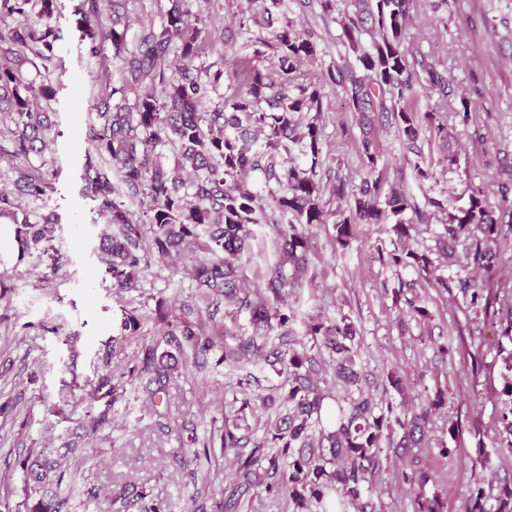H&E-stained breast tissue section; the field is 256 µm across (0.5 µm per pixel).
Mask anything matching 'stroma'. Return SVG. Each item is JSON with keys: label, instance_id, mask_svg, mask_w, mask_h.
Segmentation results:
<instances>
[{"label": "stroma", "instance_id": "1", "mask_svg": "<svg viewBox=\"0 0 512 512\" xmlns=\"http://www.w3.org/2000/svg\"><path fill=\"white\" fill-rule=\"evenodd\" d=\"M82 0H55L49 20L56 29V58L42 70L38 85L51 87V98H37L47 114V145L28 159L14 158L11 135L17 114L0 113V193L13 192L25 175L47 179L38 196L19 200L14 217L0 226V512H29L22 463L29 450L41 452L51 468L63 471L60 485L45 489L48 498L63 500L62 512H109L108 492L132 485L148 499L181 512L188 494L218 498L236 483L233 453L213 448L218 464L182 466L175 450L190 448L195 438L237 418L240 435L261 441L268 424L288 412L284 376L279 366L261 362L237 365L228 360L239 339L255 332L250 310L225 305L203 326L215 336L203 369H181L168 383L158 408H150L137 385L112 409V422L89 433L82 390L76 382L93 378L95 353L111 349L112 374L120 376L142 356L146 339L160 324L155 300L179 310L192 290L188 271L177 262L152 266L141 292L116 295L103 278L95 248L105 222L85 195L84 167L89 146L86 129L99 125L97 103L112 87L122 85L124 62L113 59L108 41L83 40L86 22ZM267 0H191L208 36L195 66L223 71L208 85L207 104H221L240 87L252 65L273 68L275 48L254 57L258 40L269 41L274 25L290 20L311 32L317 55L302 66L294 85L321 89L323 150L317 178L332 187L337 178L360 180L359 118L342 108L328 69L348 47L335 14L324 13L321 0H283L280 10L266 12ZM405 46L412 57L434 63L448 79L447 92L417 88L412 99L421 113H438L448 126V143L422 131L420 142L436 173L419 182L402 166L403 145L396 130L378 135L390 176L416 199L435 197L446 206L464 204L471 188H483L498 203V173L512 166V0H415ZM471 102L470 119L455 111L461 98ZM458 156L448 165V151ZM52 218L53 231L43 248L19 255L18 224ZM444 214L416 224L407 242L416 253L432 258L428 273L389 265L394 235L387 224H358L349 250L336 249L328 225L310 231V270L287 298L294 321L293 339L303 340L304 323L321 313L347 319L355 331L359 369L369 391L383 399L380 386L388 370L407 381L417 402L448 393V404L436 411L420 447L388 454L370 495L375 512H418L417 500H438L441 512H465L477 492L476 475L495 473L512 480V458L495 454L492 441V387L498 375L470 372V359L495 363L491 331L482 313L471 309L458 291L440 286L457 275L438 252ZM252 248L240 260L244 288L263 290L278 256L275 234L255 226ZM142 319L140 333L122 331L125 311ZM458 423L459 435L449 431ZM428 472L422 490L411 489L405 475Z\"/></svg>", "mask_w": 512, "mask_h": 512}]
</instances>
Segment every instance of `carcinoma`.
Listing matches in <instances>:
<instances>
[{
	"label": "carcinoma",
	"mask_w": 512,
	"mask_h": 512,
	"mask_svg": "<svg viewBox=\"0 0 512 512\" xmlns=\"http://www.w3.org/2000/svg\"><path fill=\"white\" fill-rule=\"evenodd\" d=\"M30 0H0V16L18 19L0 29V105L26 117L15 131V156L28 157L44 142L43 113L31 108L34 83L27 80L22 65L28 55L49 62L56 52L57 35L48 25L35 28L28 19ZM354 10L344 12L338 23L349 51L357 64L339 61L330 70V79L340 87L346 110L359 115L365 131L360 144L364 176L355 184L339 179L332 196L346 204L332 214V239L345 250L353 241L354 224H390L399 245L388 253L389 260L426 273L431 259L406 249L404 241L413 229V220L425 216L412 197L400 191L395 182L378 170L380 151L375 123L396 128L403 137L404 161L413 165L420 181L434 178L425 163L419 144L422 128L444 132L437 114L420 116L408 109L407 96L418 86L429 85L448 95V78L425 60L410 57L405 48L413 0H351ZM123 0H111V14L101 11L99 0H83L87 19L83 37L112 44L113 58L127 56L126 32L109 24L110 15L120 14ZM206 29L186 0H171L163 17L161 31L142 25L126 82L112 88V94L127 100L130 107L101 103L99 127L87 134L100 163L87 162L86 189L106 219L99 234L96 254L117 293L137 291L144 278L145 255L159 264L176 258L190 272L194 297L202 302L209 316L221 311L224 303L251 310L255 331L268 335L279 330L283 348L266 358L280 364L288 378L287 416L267 432L263 444L249 453L237 451L243 437L229 426L220 430V448L235 451L239 482L224 489V496L210 504L191 500L188 512H239L241 497L253 487H261L272 497H288L294 512H313L329 504L336 491L351 501H359L372 490L382 463L383 442L391 448H414L432 411L444 407L448 397L438 392L427 406L408 411L407 386L395 372L387 375L395 397L377 400L367 394L357 370L359 355L353 326L320 314L309 318L306 335L311 345L291 339L285 329L289 316L282 312L286 287L298 283L309 266V240L306 229L326 223L323 189L316 180V167L322 153V130L317 119L301 125L299 115L322 112L318 89L291 90V80L299 67L317 55L311 36L298 32L286 22L274 36L277 63L272 71L252 67L242 88L224 101L221 110L206 107L207 85L222 73L201 72L192 66ZM178 43L180 77L168 79L166 65L172 43ZM264 134V147H256L255 133ZM298 144L311 165L304 169L290 166L276 170L281 151ZM175 148L174 163L165 167L154 157L159 145ZM263 169L282 186L273 195L279 261L258 302L241 296L239 266L235 261L250 249V225L267 220L260 195L245 182V175ZM132 194L146 198L144 221H136L121 200L112 171ZM499 185L500 204L492 206L481 188L470 190L465 204L446 213L440 251L448 266L459 265L481 271L484 278L464 277L457 288L469 298V305L484 314L492 329L495 360L500 363V387L493 390L494 439L497 450L512 454V274L501 264L504 245L512 242V171ZM45 180L27 178L16 185L19 195L43 193ZM52 225L20 224L17 242L21 252L44 243ZM158 320L165 325L161 337L145 345L143 357L128 371L129 381L144 382L152 405L161 403L164 380L178 367L201 369L214 345L202 328L200 309L185 304L179 312L164 309L158 302ZM166 349L159 350L160 345ZM345 388L357 387L358 396L350 407L337 411L325 403L321 383L327 374ZM108 397L102 411L93 413L100 390ZM125 385L113 383L109 373L98 377L87 403L92 429L112 421V407L123 397ZM279 448L281 455H268L266 449ZM289 457L283 469L279 457ZM25 488L50 480L39 456H28L23 464ZM478 491L465 512H512V482L500 486L494 510L483 504ZM170 512L162 502H148L141 493L129 499L121 490L112 494V512Z\"/></svg>",
	"instance_id": "cac0c4a2"
}]
</instances>
